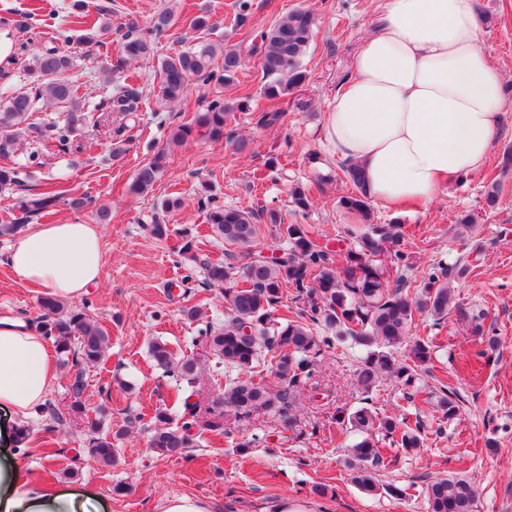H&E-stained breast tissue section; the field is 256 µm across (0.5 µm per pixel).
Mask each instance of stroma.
<instances>
[{"instance_id": "obj_1", "label": "stroma", "mask_w": 512, "mask_h": 512, "mask_svg": "<svg viewBox=\"0 0 512 512\" xmlns=\"http://www.w3.org/2000/svg\"><path fill=\"white\" fill-rule=\"evenodd\" d=\"M71 2L0 0L5 48L23 54L22 66L5 67L10 85H26L23 68L42 51L33 34L66 15ZM234 2L85 0L91 23L107 32L97 44L73 38L66 50L79 60L69 76L85 85L90 106L112 87L99 70L102 55H118L127 28L146 31L154 13L172 12V26L154 38L153 56L124 69L145 98L139 111L126 116L92 113L90 124L71 134L63 151L46 148L42 136L29 133L15 157L22 162L34 156L31 175L22 186L0 192V217L12 212L18 197L57 178L86 198L82 209L59 207L47 221L101 224L108 255L105 278L84 300L88 314L107 329L111 341L100 362L60 367L46 400L59 408L70 404L71 385L82 378L81 400L88 412H100L104 431L126 426L130 432L118 442L115 462L104 466L86 452L88 430L81 418L71 415L59 425L40 410L21 420L30 440L15 449L18 464L40 482L91 489L105 512H162L167 499L179 496L206 500L214 512H271L272 504L281 500L287 501L288 512H427L423 488L433 477L450 472L471 479L478 490V512H512V168L502 167L503 151L512 147V104L503 111L491 154L479 172L449 180L426 205L396 211L372 206L373 223L403 224L402 249L410 256L408 275L414 283H421L439 261L469 267L468 277L453 284L456 305L441 325L425 314L415 317L414 335L433 337L440 344V370L457 388L461 403L454 419L440 421L434 396L438 384L429 374H420L418 385L427 399L415 410L429 425L426 445L412 454L382 443L375 470L379 483L402 488V495H370L351 479L346 447L356 437L337 433V417L364 405L380 415L396 416L402 400L388 381L363 393L356 371L364 351L346 344L324 349L312 376L296 390L294 426L273 412L239 418L230 414L225 434L204 432L196 447L179 456L151 453L146 415L158 407L177 415L182 404L173 392L174 377L154 367L148 343L157 338L182 348L199 329L184 315L182 301L167 294L169 284L189 273L177 251L192 236L210 259H227L224 242L209 237L205 215L197 207L202 191L210 190L224 205L239 209L284 211L288 222L309 225L335 251L346 249L345 229L353 221L339 204L351 186L326 146L324 123L330 99L349 72L361 39L380 16L384 0H250L251 21L241 28L233 21ZM103 4L110 7L104 15L98 11ZM474 4L483 50L512 76V0ZM301 5L315 14L317 27L303 59L306 78L292 95L268 100L261 90L258 62L249 59L232 87L211 83L191 88L179 105L156 99L153 87L160 61L198 43L191 21L200 9H209L215 23L210 41L245 49L254 34ZM242 95L249 98L248 108L235 113L230 127L252 139V155L241 156L226 141L199 136L168 146L173 129L192 123L204 99ZM273 107L283 110L282 124L257 127L258 115ZM118 141L125 151L116 158L111 150ZM162 148L167 156L152 190L130 195L128 187L139 167ZM271 157L277 159V169L257 179V170ZM296 182L308 188L312 205L295 215L289 191ZM493 182L499 186L496 208L480 223L460 224L461 215L484 206ZM174 195L182 197L183 205L164 213L169 236L155 239L145 226L157 206ZM103 206L110 212L104 223L98 217ZM11 243V238L0 236V319L32 328L41 315V294L15 281L5 262ZM477 323L483 327L479 335L473 331ZM489 336L497 338V347L488 348ZM116 376L131 383V390L112 388ZM244 440L249 448L239 449Z\"/></svg>"}]
</instances>
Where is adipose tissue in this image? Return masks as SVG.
<instances>
[{"mask_svg":"<svg viewBox=\"0 0 512 512\" xmlns=\"http://www.w3.org/2000/svg\"><path fill=\"white\" fill-rule=\"evenodd\" d=\"M512 83L480 45L474 0H386L361 40L326 116L337 158L361 170L387 206L426 204L449 177L479 171L489 158ZM7 265L16 280L63 300L104 276L96 224H34L17 233ZM57 378L43 336L0 321V409L39 408ZM91 491L35 483L0 455V512H94Z\"/></svg>","mask_w":512,"mask_h":512,"instance_id":"adipose-tissue-1","label":"adipose tissue"}]
</instances>
